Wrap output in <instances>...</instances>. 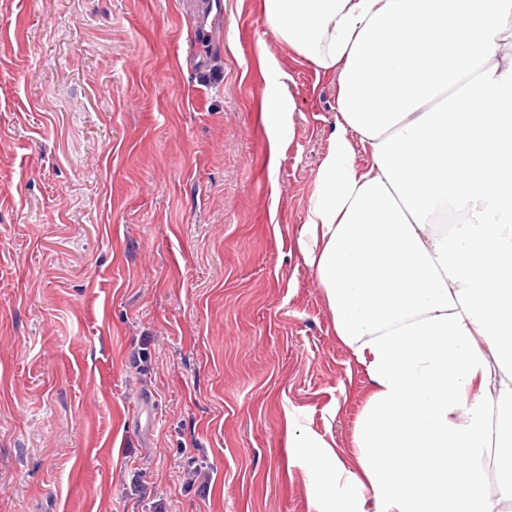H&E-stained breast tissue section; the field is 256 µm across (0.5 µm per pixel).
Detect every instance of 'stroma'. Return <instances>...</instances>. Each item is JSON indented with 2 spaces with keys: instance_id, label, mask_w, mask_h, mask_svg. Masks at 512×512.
<instances>
[{
  "instance_id": "35a3bbf8",
  "label": "stroma",
  "mask_w": 512,
  "mask_h": 512,
  "mask_svg": "<svg viewBox=\"0 0 512 512\" xmlns=\"http://www.w3.org/2000/svg\"><path fill=\"white\" fill-rule=\"evenodd\" d=\"M337 94L261 0H0V512H309L287 414L347 459L371 389L297 243ZM283 83L279 80L278 72L274 70L272 64L266 68V86L262 94V118L270 128V160L275 163L279 158V142L291 135L292 127L290 123V114L293 110L292 98L288 92V98L283 92ZM288 113V130L280 121Z\"/></svg>"
}]
</instances>
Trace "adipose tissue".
I'll return each mask as SVG.
<instances>
[{
    "label": "adipose tissue",
    "instance_id": "ef3b65f1",
    "mask_svg": "<svg viewBox=\"0 0 512 512\" xmlns=\"http://www.w3.org/2000/svg\"><path fill=\"white\" fill-rule=\"evenodd\" d=\"M336 75V129L298 243L371 382L353 463L313 451V512H501L512 502V0H262ZM293 102L266 70L270 158ZM494 450L496 476L482 475Z\"/></svg>",
    "mask_w": 512,
    "mask_h": 512
}]
</instances>
